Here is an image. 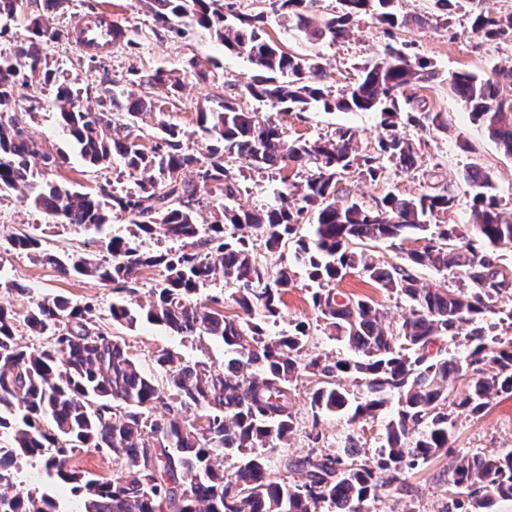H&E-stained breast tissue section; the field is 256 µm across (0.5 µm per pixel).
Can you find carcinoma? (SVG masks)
<instances>
[{
  "label": "carcinoma",
  "instance_id": "1",
  "mask_svg": "<svg viewBox=\"0 0 512 512\" xmlns=\"http://www.w3.org/2000/svg\"><path fill=\"white\" fill-rule=\"evenodd\" d=\"M141 2L169 31L188 18L225 50L246 55L252 74L243 93L258 104L284 114L313 107L380 112L392 132L373 152L361 149L350 128L329 138L290 140L280 121L220 96L217 108L197 111L207 145L194 150L186 145L190 134L166 119L160 103L116 81L100 89L99 109L84 107L81 89L60 79L44 54L61 33L44 16L33 18L26 43L0 52V193L30 189L34 168L67 161L62 151L42 154L27 135L16 92L20 83L53 86L51 106L83 161L107 168L118 156L128 172L148 176L121 194L104 188L94 194L67 183H48L35 192V206L56 224L100 233L112 213L125 215L137 231L105 240L111 260L52 251L35 232L9 238L10 249L130 295L137 291V271L160 270L148 306L114 303L112 320L130 329L145 320L180 336L217 339L224 344V369L163 352L155 365L165 374L164 388L126 345L99 331L91 305L78 306L62 295L31 301L26 325L36 335L52 336L41 348L16 342L14 314L0 306V512H63L49 494L15 488L18 461L36 457L43 458L48 475L81 498V512H371L386 481L448 451L455 427L448 394L457 381L465 380L457 406L473 416L483 415L493 396L512 397V342L504 343L488 319L494 298L512 288V273L499 266L497 255L512 250V211L475 163L461 172L472 191L473 222L465 233L428 223L455 206L446 192L389 193L373 205L340 197L339 185L352 172L376 181L385 161L404 171L416 166L418 148L395 131L396 118L416 98L406 90L439 79L430 63L388 45L360 68L354 83L335 92L320 61L288 54L270 37L262 11L236 14L232 0ZM318 2L274 0L298 31L331 44L347 40L367 14L391 28L430 23L422 15L397 13L394 0H338V7L321 15ZM436 4L448 20L464 12L472 30L490 42L512 40V9L492 11L484 0ZM229 14L235 15L233 25ZM448 82L471 120L512 156V99L500 96L503 86H512V66L496 67L489 76L454 72ZM132 84L166 86L172 94L181 89L176 76L161 70ZM408 121L448 126L440 112L411 113ZM238 160L257 171L293 168L294 177H280L278 205L243 210L234 204L239 182L232 165ZM202 209L213 211L205 229L196 218ZM305 218L311 233L299 236ZM142 237H161L177 247L145 249ZM380 240L402 249L405 262L381 264L356 249ZM257 241L272 254L294 243L295 260L317 285L311 302L324 332L345 343L354 358H305L304 321L286 334L269 335L293 287V272L282 264L269 276L254 255ZM407 242L416 246L406 248ZM421 268L453 271L466 288H426L419 283ZM357 269L374 287L409 302L398 329L385 324L371 300L337 291L336 283ZM218 277L233 286L231 303L240 313L226 314L216 297L200 302V288ZM459 335L469 346L463 361L444 348L448 337ZM307 374L320 378L310 400L317 415L366 420L397 398L373 461L359 458L351 438L341 454L285 455L273 472L266 450L285 448L293 437V390ZM349 377L361 380V396L351 397L342 384ZM82 448L117 455L120 472L104 478L73 466ZM226 456L237 460L229 471ZM446 475L453 495L458 484L473 488L468 498H454L464 512L512 500V449L457 457Z\"/></svg>",
  "mask_w": 512,
  "mask_h": 512
}]
</instances>
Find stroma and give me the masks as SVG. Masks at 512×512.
<instances>
[{"mask_svg":"<svg viewBox=\"0 0 512 512\" xmlns=\"http://www.w3.org/2000/svg\"><path fill=\"white\" fill-rule=\"evenodd\" d=\"M92 7L111 10L115 21L126 30L125 42L115 46L111 54L95 60L78 50L70 36L75 19ZM51 20L64 35L61 40L47 44L45 52L50 63L60 68L77 86L97 84L104 73L123 83L133 75L158 69L174 72L183 83L179 94L171 99L165 88L157 87L152 95L164 100V111L170 121L187 131L196 129L197 110L213 105L216 94L239 98L246 109L254 107L253 102L242 95V86L252 73L246 56L225 51L191 21H183L180 34L163 31L136 0H67L64 8L52 14ZM267 31L286 52L320 57L330 73V83L338 89L353 83L358 77V67L375 59L388 43L433 63L441 73L440 79L419 89L418 95L424 98L428 110L447 116V128L421 127L402 120L397 123V132L411 139L419 149L416 169L406 172L390 165L375 182L350 175L342 182L346 194L372 204L389 192L417 196L428 192L431 186L444 187L455 197L456 204L448 212L436 214L433 221L463 228L471 224L472 219L469 188L461 171L465 164L474 162L490 175L497 195L512 207V156L505 154L470 121L447 80L448 73L455 71L488 75L494 67L511 66L512 41L487 42L480 33L472 31L469 19L461 15L447 24L440 22L394 31L377 18L367 16L347 41L334 45L308 40L273 13L268 16ZM192 56L209 71L210 80L198 81L184 71L185 60ZM18 92L22 105L30 112L28 135L39 144L69 154L66 165L51 171L37 170L34 184L48 180L78 183L93 192L102 187L119 189L123 164L105 169L92 168L72 153L69 137L50 105L51 88L22 86ZM280 121L291 139L299 136L326 138L338 128L349 127L359 134L361 144L367 150L376 147L379 139L387 134L377 112L312 110L281 115ZM30 195V190L26 189L0 196V305L15 313L18 344L39 347L49 343V336L32 335L24 319L32 298L62 294L77 304L92 303L94 320L100 331L125 342L146 370H153V360L161 350L185 360L223 366L224 345L220 341L179 336L147 322L133 329L113 322L109 309L119 295L111 285L62 274L53 266L35 263L25 254L8 250L7 240L11 234L27 232L32 225L42 224L46 227L44 241L48 248L97 258L104 255L97 235L75 225L47 226L46 216L34 208ZM294 271V283L284 296L276 331L287 330L294 322L305 321L311 333L307 355L331 359L350 357L351 352L344 343L324 333L319 315L311 304V283L303 267L295 265ZM21 285L28 287V294L18 293L17 288ZM339 288L342 292L372 299L391 324H399L409 312L402 297L373 288L362 271H351L340 282ZM310 392L311 386L306 382L298 384L294 392L297 425L287 447L288 455L299 457L312 450L322 454L339 453L350 435L359 437L363 455H377L385 439L387 413L362 422L350 421L344 415L316 418L312 415ZM453 414L456 428L447 455L409 471L405 480L381 488L374 512H458L444 477L449 460L512 448V398H492L480 417L458 407L454 408ZM16 483L21 488L50 493L64 512H75L77 508L76 497L61 482L47 476L41 459L25 461L16 473Z\"/></svg>","mask_w":512,"mask_h":512,"instance_id":"35a3bbf8","label":"stroma"}]
</instances>
